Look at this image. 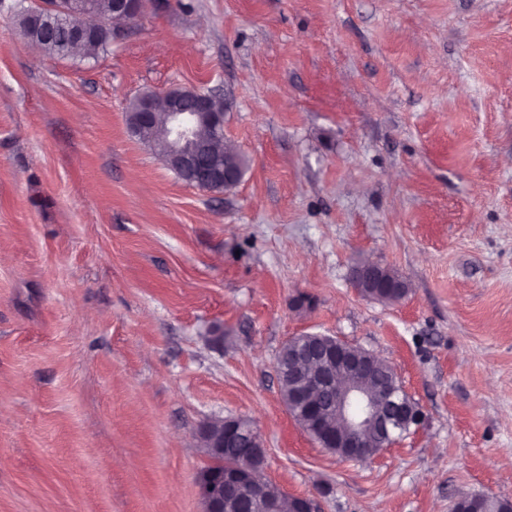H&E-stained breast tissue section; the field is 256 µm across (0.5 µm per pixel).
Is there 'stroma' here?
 I'll use <instances>...</instances> for the list:
<instances>
[{
	"label": "stroma",
	"mask_w": 512,
	"mask_h": 512,
	"mask_svg": "<svg viewBox=\"0 0 512 512\" xmlns=\"http://www.w3.org/2000/svg\"><path fill=\"white\" fill-rule=\"evenodd\" d=\"M29 3L0 0V512H202L216 418L321 512L512 500V0H147L95 60L28 44ZM175 87L223 98L230 192L130 133ZM359 259L408 295L364 299ZM307 332L387 361L422 423L321 448L275 372Z\"/></svg>",
	"instance_id": "stroma-1"
}]
</instances>
